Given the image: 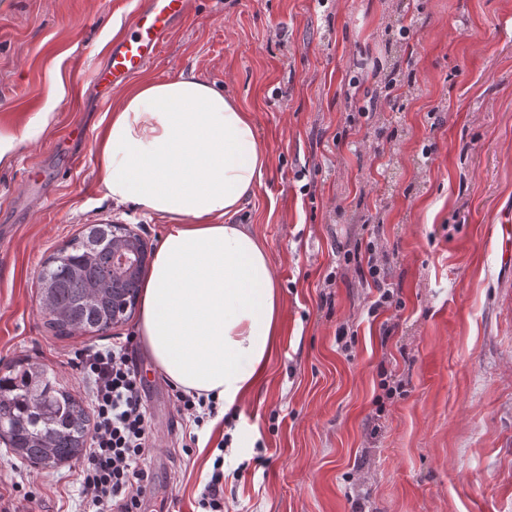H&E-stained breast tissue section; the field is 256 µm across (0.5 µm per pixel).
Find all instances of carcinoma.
Listing matches in <instances>:
<instances>
[{
  "label": "carcinoma",
  "mask_w": 512,
  "mask_h": 512,
  "mask_svg": "<svg viewBox=\"0 0 512 512\" xmlns=\"http://www.w3.org/2000/svg\"><path fill=\"white\" fill-rule=\"evenodd\" d=\"M125 236L121 225L96 224L47 261L40 281L53 311L49 327L64 335L104 332L116 324L113 295L124 296L135 306L136 290L94 288L99 255ZM87 422L82 404L53 384L44 370L23 366L13 377H0V424L22 459L53 468L77 458L83 451Z\"/></svg>",
  "instance_id": "cac0c4a2"
}]
</instances>
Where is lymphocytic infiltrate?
I'll use <instances>...</instances> for the list:
<instances>
[{
  "instance_id": "1",
  "label": "lymphocytic infiltrate",
  "mask_w": 512,
  "mask_h": 512,
  "mask_svg": "<svg viewBox=\"0 0 512 512\" xmlns=\"http://www.w3.org/2000/svg\"><path fill=\"white\" fill-rule=\"evenodd\" d=\"M365 260L370 286L376 291L367 313L375 318L392 307L397 291L387 281L374 244L366 245ZM132 347L128 340L76 357V370L91 383L93 415L91 444L81 468L84 512H140L144 496L153 487L151 421ZM172 396L182 423L198 428L218 413L214 397L180 389Z\"/></svg>"
}]
</instances>
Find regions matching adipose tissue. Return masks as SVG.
<instances>
[{
    "mask_svg": "<svg viewBox=\"0 0 512 512\" xmlns=\"http://www.w3.org/2000/svg\"><path fill=\"white\" fill-rule=\"evenodd\" d=\"M95 150L106 198L166 226L137 324L154 364L182 390L241 402L264 377L281 315L269 258L235 221L269 166L253 120L223 86L183 72L128 86Z\"/></svg>",
    "mask_w": 512,
    "mask_h": 512,
    "instance_id": "obj_1",
    "label": "adipose tissue"
}]
</instances>
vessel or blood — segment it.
<instances>
[{
  "mask_svg": "<svg viewBox=\"0 0 512 512\" xmlns=\"http://www.w3.org/2000/svg\"><path fill=\"white\" fill-rule=\"evenodd\" d=\"M192 0H144L132 16L128 33L114 40L105 66L96 74L107 88L122 85L160 52L188 14Z\"/></svg>",
  "mask_w": 512,
  "mask_h": 512,
  "instance_id": "b4317fda",
  "label": "vessel or blood"
}]
</instances>
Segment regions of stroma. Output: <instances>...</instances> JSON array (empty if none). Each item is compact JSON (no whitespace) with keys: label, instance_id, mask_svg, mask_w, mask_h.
Instances as JSON below:
<instances>
[{"label":"stroma","instance_id":"1","mask_svg":"<svg viewBox=\"0 0 512 512\" xmlns=\"http://www.w3.org/2000/svg\"><path fill=\"white\" fill-rule=\"evenodd\" d=\"M140 2L0 0V128L55 115L0 168V227L14 228L0 242V376L39 367L85 405L73 359L135 335L138 318L57 336L39 273L92 224L126 225L151 251L164 233L96 178L98 124L121 92L95 74ZM189 70L250 112L269 156L238 221L279 281L282 334L260 385L189 449L137 345L155 472L142 512H193L208 443L230 428L227 512H512V0H195L141 74ZM370 241L402 302L374 319L343 260ZM382 367L404 394L386 395ZM1 479L21 486L15 512L82 510L79 461L42 469L1 445Z\"/></svg>","mask_w":512,"mask_h":512}]
</instances>
